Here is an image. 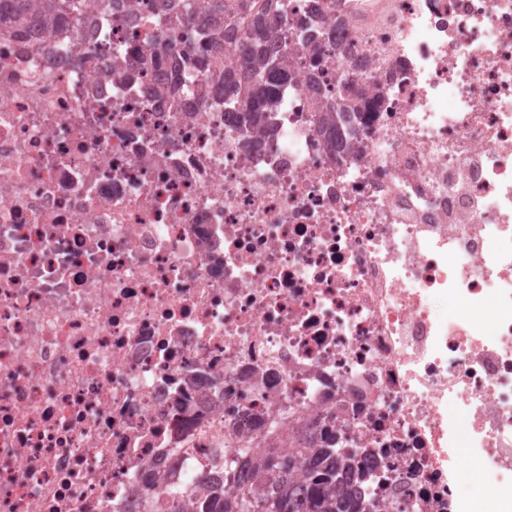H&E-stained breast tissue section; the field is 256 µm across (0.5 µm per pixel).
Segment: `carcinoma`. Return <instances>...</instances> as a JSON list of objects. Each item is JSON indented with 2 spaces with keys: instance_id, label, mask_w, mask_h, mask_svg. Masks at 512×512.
I'll return each instance as SVG.
<instances>
[{
  "instance_id": "cac0c4a2",
  "label": "carcinoma",
  "mask_w": 512,
  "mask_h": 512,
  "mask_svg": "<svg viewBox=\"0 0 512 512\" xmlns=\"http://www.w3.org/2000/svg\"><path fill=\"white\" fill-rule=\"evenodd\" d=\"M68 0H0V21L20 23L31 7L41 4L43 12L55 17L66 11ZM205 7L215 26L224 24V11L229 0H206ZM242 60L248 69L252 86L247 89L249 105L243 113L245 127L260 131L263 112L276 99L279 88L291 76L288 61L282 57L270 58L253 51L250 43L241 45ZM324 447L296 448L288 455H280L270 448H252L244 444V451L259 459L256 476L271 484L276 492H263L257 485L234 482L227 491L208 486L195 495L193 512H377L375 501H364L344 489L347 480L355 476L354 459L336 447L328 436ZM302 481L294 486V475Z\"/></svg>"
}]
</instances>
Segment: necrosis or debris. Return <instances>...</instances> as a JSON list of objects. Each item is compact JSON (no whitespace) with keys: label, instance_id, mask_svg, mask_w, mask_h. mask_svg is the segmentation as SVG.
<instances>
[{"label":"necrosis or debris","instance_id":"obj_1","mask_svg":"<svg viewBox=\"0 0 512 512\" xmlns=\"http://www.w3.org/2000/svg\"><path fill=\"white\" fill-rule=\"evenodd\" d=\"M269 8L262 135L249 21L0 34V512H173L271 422L335 433L382 512H512V0ZM240 52L252 80V86L247 89L250 102L243 111L242 120L252 132H259L264 121L263 112L272 106L281 84L290 78L291 72L288 71V60L255 53L249 41L241 45Z\"/></svg>","mask_w":512,"mask_h":512}]
</instances>
